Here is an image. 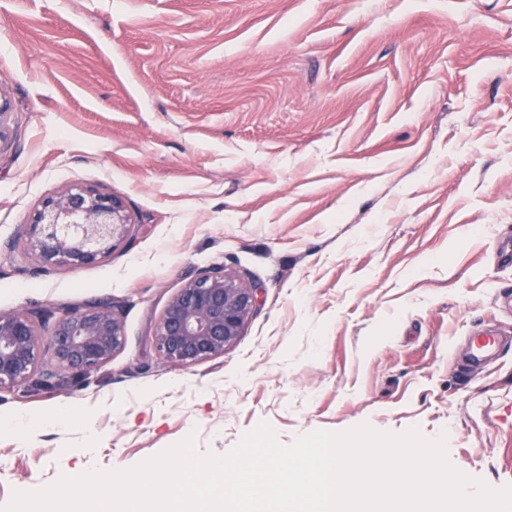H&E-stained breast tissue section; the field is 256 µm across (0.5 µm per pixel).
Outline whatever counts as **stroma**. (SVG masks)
Returning a JSON list of instances; mask_svg holds the SVG:
<instances>
[{
  "label": "stroma",
  "instance_id": "1",
  "mask_svg": "<svg viewBox=\"0 0 512 512\" xmlns=\"http://www.w3.org/2000/svg\"><path fill=\"white\" fill-rule=\"evenodd\" d=\"M0 311L111 302L126 344L87 372L0 390V506L194 435L222 455L359 424L446 435L512 486V0H0ZM120 197L126 237L44 272L24 226L73 186ZM213 264L258 290L223 354L152 345ZM501 336L497 329H479L476 335L471 339L472 356L480 361L489 351L498 344V338ZM70 415V409L65 404L57 406L37 419L30 418L23 412L18 411L4 417L1 416L0 427L15 434H21L34 423L42 426L63 424L69 420Z\"/></svg>",
  "mask_w": 512,
  "mask_h": 512
}]
</instances>
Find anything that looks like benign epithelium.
<instances>
[{"mask_svg":"<svg viewBox=\"0 0 512 512\" xmlns=\"http://www.w3.org/2000/svg\"><path fill=\"white\" fill-rule=\"evenodd\" d=\"M132 219L125 203L92 187H74L44 199L28 228L41 267L81 266L112 252ZM258 304L257 288L224 266L198 271L169 300L155 326L159 357L181 366L224 353L242 334ZM126 343L121 314L92 304L60 315L0 312V389L29 380L37 370L87 371L112 360Z\"/></svg>","mask_w":512,"mask_h":512,"instance_id":"1","label":"benign epithelium"}]
</instances>
